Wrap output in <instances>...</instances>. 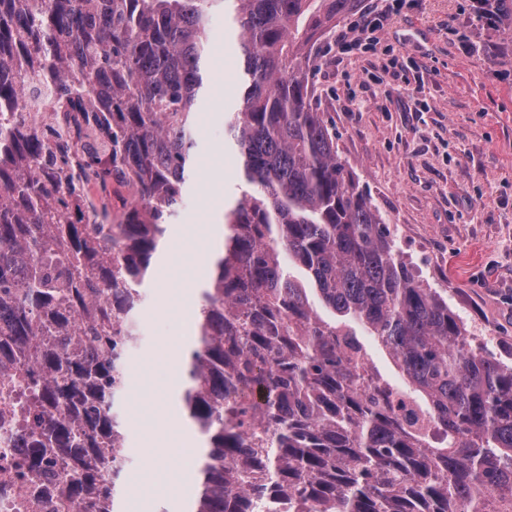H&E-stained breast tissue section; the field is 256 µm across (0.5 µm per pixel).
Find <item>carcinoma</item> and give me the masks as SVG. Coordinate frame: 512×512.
Segmentation results:
<instances>
[{
	"label": "carcinoma",
	"mask_w": 512,
	"mask_h": 512,
	"mask_svg": "<svg viewBox=\"0 0 512 512\" xmlns=\"http://www.w3.org/2000/svg\"><path fill=\"white\" fill-rule=\"evenodd\" d=\"M224 1L241 60L226 134L252 191L224 212L186 367L192 512H512V366L423 286L318 111L317 41L359 0H0V336L42 337L37 441L81 462L74 497L119 512L126 330L191 176ZM35 83L96 128L110 169L73 151L80 127L52 147L24 127ZM89 170L135 181L123 223H86ZM364 334L403 384L371 365ZM71 400L84 417L59 412Z\"/></svg>",
	"instance_id": "1"
}]
</instances>
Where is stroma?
I'll use <instances>...</instances> for the list:
<instances>
[{
    "label": "stroma",
    "instance_id": "stroma-1",
    "mask_svg": "<svg viewBox=\"0 0 512 512\" xmlns=\"http://www.w3.org/2000/svg\"><path fill=\"white\" fill-rule=\"evenodd\" d=\"M356 19L349 14L318 42L319 110L421 281L441 292L489 353L512 365V0L493 26L475 17L470 0H419L385 25L375 50L330 51L336 31ZM235 40L229 18L216 12L195 123L198 175L135 316L119 402L131 445L123 512H188L195 493L192 479L155 484L146 452L174 454L180 440L159 420L169 379L162 355L183 334L184 309L197 306L196 285L209 274L205 224L247 189L224 133L237 92ZM396 59L412 61L422 84L396 76Z\"/></svg>",
    "mask_w": 512,
    "mask_h": 512
}]
</instances>
